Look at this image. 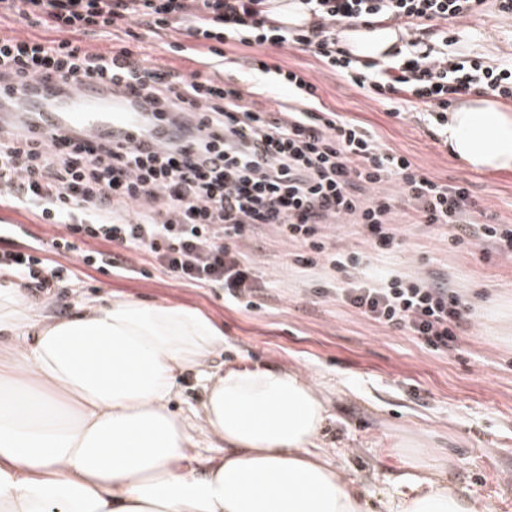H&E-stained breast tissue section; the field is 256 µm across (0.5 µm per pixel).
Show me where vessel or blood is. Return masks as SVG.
I'll return each instance as SVG.
<instances>
[{
	"mask_svg": "<svg viewBox=\"0 0 512 512\" xmlns=\"http://www.w3.org/2000/svg\"><path fill=\"white\" fill-rule=\"evenodd\" d=\"M13 116L23 118L36 137L97 138L121 133L128 142L140 144L157 136L156 126L144 123L130 110L114 108L107 90L96 79L69 88L61 78L41 80L39 88L15 84L5 89Z\"/></svg>",
	"mask_w": 512,
	"mask_h": 512,
	"instance_id": "1",
	"label": "vessel or blood"
}]
</instances>
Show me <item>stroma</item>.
Wrapping results in <instances>:
<instances>
[{
	"instance_id": "35a3bbf8",
	"label": "stroma",
	"mask_w": 512,
	"mask_h": 512,
	"mask_svg": "<svg viewBox=\"0 0 512 512\" xmlns=\"http://www.w3.org/2000/svg\"><path fill=\"white\" fill-rule=\"evenodd\" d=\"M455 51L493 63L512 55V27L489 8L468 21ZM180 29L142 32L148 61L188 74L198 65L173 53ZM225 53L303 74L322 103L361 122L386 148L407 157L442 183L467 187L478 210L512 224V172L483 173L451 157L414 113L389 116L384 102L329 72L312 52L226 45ZM403 251L385 258L400 274H433L458 289L472 315L455 349L435 352L407 332L381 325L322 293L324 271L295 260L298 247L272 228L260 230L244 251L266 283L255 308L225 302L222 291L197 288L157 269L131 276L118 271L79 277L53 289V311L67 314L84 301L123 293L141 300L201 310L224 329L215 365L240 360L301 367L324 387L331 418L325 431L330 461L345 466L363 492L414 494L417 464L444 460L452 486L492 512H512V257L485 243L455 247L445 231L407 225ZM411 439L407 448L393 441Z\"/></svg>"
}]
</instances>
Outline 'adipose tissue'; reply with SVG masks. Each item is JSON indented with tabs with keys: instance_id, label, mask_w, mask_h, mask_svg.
Returning <instances> with one entry per match:
<instances>
[{
	"instance_id": "ef3b65f1",
	"label": "adipose tissue",
	"mask_w": 512,
	"mask_h": 512,
	"mask_svg": "<svg viewBox=\"0 0 512 512\" xmlns=\"http://www.w3.org/2000/svg\"><path fill=\"white\" fill-rule=\"evenodd\" d=\"M354 57L397 30L347 27ZM448 150L512 171V105L478 94L448 112ZM0 272V512H487L437 466L425 492L365 498L322 447L327 401L286 365L210 367L224 330L200 310L115 294L68 316ZM198 378L175 413L178 379ZM214 448L195 462L190 451Z\"/></svg>"
}]
</instances>
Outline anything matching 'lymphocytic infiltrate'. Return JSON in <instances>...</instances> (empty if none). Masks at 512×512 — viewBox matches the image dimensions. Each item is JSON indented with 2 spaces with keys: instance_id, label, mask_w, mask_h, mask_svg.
Segmentation results:
<instances>
[{
  "instance_id": "lymphocytic-infiltrate-1",
  "label": "lymphocytic infiltrate",
  "mask_w": 512,
  "mask_h": 512,
  "mask_svg": "<svg viewBox=\"0 0 512 512\" xmlns=\"http://www.w3.org/2000/svg\"><path fill=\"white\" fill-rule=\"evenodd\" d=\"M487 1L302 0L313 24L288 27L269 18L265 0H0V15L39 28L27 38L0 35V85L61 76L76 86L94 76L113 94L134 97L164 128L142 144L117 135L45 142L16 121H1L0 205L61 232L1 250L0 267L42 292L74 275L50 254H75L79 267L103 274L136 271L145 256L177 280L247 303L264 283L238 244L269 225L347 275L335 290L338 301L431 350L454 349L469 310L456 289L424 275L367 273L361 253L336 250L332 231L352 225L381 257L401 250L395 199L383 190L392 181L414 222L447 229L452 245L487 242L512 256L511 224L480 222L466 188L419 173L362 125L319 106L316 85L297 72L254 60L265 80L288 89L287 102L272 111L249 104L241 86L148 64L141 46L123 43L102 53L78 38L182 23L191 43H174L173 51L222 67L231 63L224 53L231 42L308 50L352 86L391 103L392 115L422 109L439 134L460 96L512 101V62L485 65L454 51L448 35L449 26L481 15ZM342 21L395 24L406 35L388 58L360 61L340 46ZM423 29L433 30L436 45L419 39ZM112 243L130 258L112 255Z\"/></svg>"
}]
</instances>
